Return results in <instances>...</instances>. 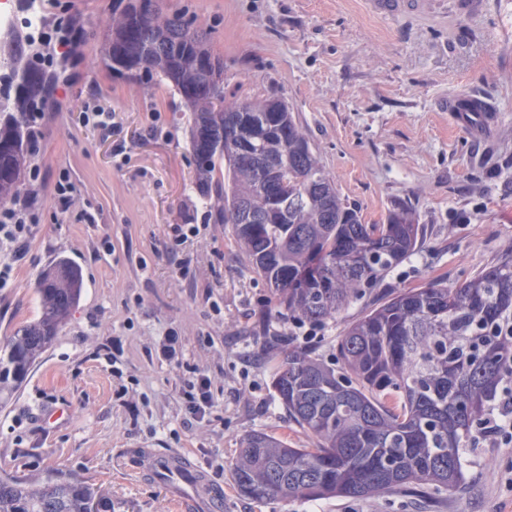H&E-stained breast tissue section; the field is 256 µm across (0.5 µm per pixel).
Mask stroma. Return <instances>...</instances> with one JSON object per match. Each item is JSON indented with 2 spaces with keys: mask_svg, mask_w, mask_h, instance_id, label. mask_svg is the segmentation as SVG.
<instances>
[{
  "mask_svg": "<svg viewBox=\"0 0 512 512\" xmlns=\"http://www.w3.org/2000/svg\"><path fill=\"white\" fill-rule=\"evenodd\" d=\"M483 17L372 14L366 0H160L206 31L224 63V93L283 98L343 198L365 223L391 201L423 231L418 253L317 337L297 338L274 294L242 259L231 227L215 223L195 190L189 114L168 81L113 79L94 31L112 0H43L83 24L80 59L55 88L34 165L39 220L0 288V346L39 313L36 284L59 257L83 276L81 299L52 346L0 404V476L53 475L104 490L112 512H183L144 471L141 449L182 452L204 472L223 512H512V446L485 441L465 454L460 490L365 498L257 501L233 467L244 438L264 431L297 448L313 438L277 400L272 377L295 347L327 363L348 323L391 291L431 280L456 285L512 248V0H485ZM472 92L495 99L489 130L456 127L443 104ZM97 110L95 129L81 115ZM75 185L60 209V175ZM192 224L196 234L183 238ZM215 406L199 419L185 391L196 372Z\"/></svg>",
  "mask_w": 512,
  "mask_h": 512,
  "instance_id": "1",
  "label": "stroma"
}]
</instances>
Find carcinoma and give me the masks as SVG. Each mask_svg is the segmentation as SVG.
Masks as SVG:
<instances>
[{"label":"carcinoma","mask_w":512,"mask_h":512,"mask_svg":"<svg viewBox=\"0 0 512 512\" xmlns=\"http://www.w3.org/2000/svg\"><path fill=\"white\" fill-rule=\"evenodd\" d=\"M118 0L100 18L102 62L121 78L169 81L191 112L198 190L276 306L299 322L334 318L418 250L410 209L395 201L386 223L367 224L344 201L288 104L229 100L224 65L206 35L180 14L133 21ZM10 74L0 84V207L27 191L37 151L31 118L46 111L67 60L30 35L0 42ZM37 318L0 348V390L16 387L78 304L83 279L66 259L37 283ZM337 367L298 349L284 354L273 388L288 418L315 440L294 448L263 431L243 441L238 490L259 500L367 497L427 486L455 492L464 452L498 389L512 381V252L450 287L432 280L393 292L350 323ZM98 512L103 492L51 476H0V512Z\"/></svg>","instance_id":"carcinoma-1"}]
</instances>
